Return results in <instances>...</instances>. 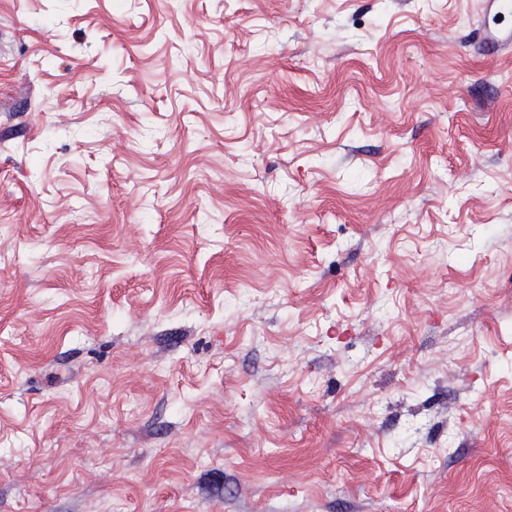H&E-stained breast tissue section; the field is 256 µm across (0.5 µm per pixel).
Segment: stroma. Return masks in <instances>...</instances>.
<instances>
[{
  "instance_id": "1",
  "label": "stroma",
  "mask_w": 512,
  "mask_h": 512,
  "mask_svg": "<svg viewBox=\"0 0 512 512\" xmlns=\"http://www.w3.org/2000/svg\"><path fill=\"white\" fill-rule=\"evenodd\" d=\"M488 22L0 0V512H512Z\"/></svg>"
}]
</instances>
